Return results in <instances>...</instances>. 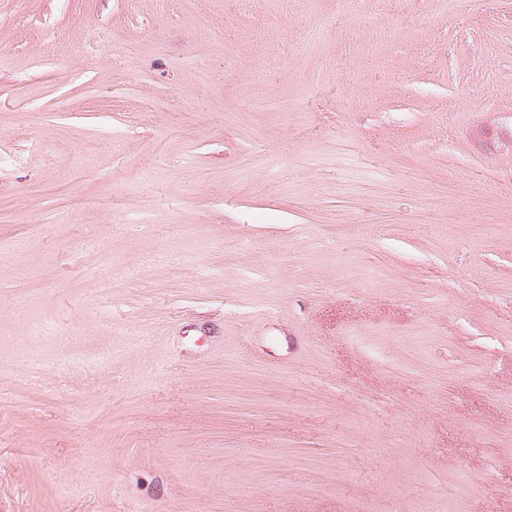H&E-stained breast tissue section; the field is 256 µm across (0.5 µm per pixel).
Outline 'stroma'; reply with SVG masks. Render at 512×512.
<instances>
[{"label":"stroma","instance_id":"1","mask_svg":"<svg viewBox=\"0 0 512 512\" xmlns=\"http://www.w3.org/2000/svg\"><path fill=\"white\" fill-rule=\"evenodd\" d=\"M0 512H512V0H0Z\"/></svg>","mask_w":512,"mask_h":512}]
</instances>
